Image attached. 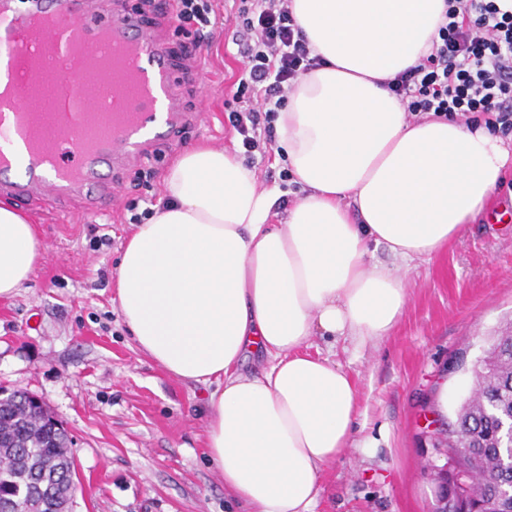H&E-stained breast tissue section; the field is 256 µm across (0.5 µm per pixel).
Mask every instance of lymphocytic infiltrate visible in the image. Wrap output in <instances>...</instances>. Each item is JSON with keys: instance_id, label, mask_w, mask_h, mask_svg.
<instances>
[{"instance_id": "f902f5d3", "label": "lymphocytic infiltrate", "mask_w": 512, "mask_h": 512, "mask_svg": "<svg viewBox=\"0 0 512 512\" xmlns=\"http://www.w3.org/2000/svg\"><path fill=\"white\" fill-rule=\"evenodd\" d=\"M499 0H446L447 8L430 53L394 76L388 88L408 114H434L474 122L512 135V11ZM213 0H176L172 19L192 32L194 46L211 39ZM233 42L245 66L228 106V122L246 156L272 133L279 109L299 77L320 66L295 23L291 0H239L231 16Z\"/></svg>"}]
</instances>
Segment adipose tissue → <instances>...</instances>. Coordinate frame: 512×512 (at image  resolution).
Segmentation results:
<instances>
[{"mask_svg": "<svg viewBox=\"0 0 512 512\" xmlns=\"http://www.w3.org/2000/svg\"><path fill=\"white\" fill-rule=\"evenodd\" d=\"M445 10V0H292L321 59L275 121L304 196L277 222L279 189H258L237 155L189 147L123 248V320L168 374L211 386L209 457L251 512H315L323 470L351 440L355 386L309 353L312 338L360 347L389 335L407 302L405 267L479 219L512 171V141L479 122H410L386 87L430 51ZM381 245L394 264L374 261ZM41 248L30 219L0 204V297L23 288ZM256 352L265 368L242 372Z\"/></svg>", "mask_w": 512, "mask_h": 512, "instance_id": "1", "label": "adipose tissue"}]
</instances>
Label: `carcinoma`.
Listing matches in <instances>:
<instances>
[{"label":"carcinoma","instance_id":"carcinoma-1","mask_svg":"<svg viewBox=\"0 0 512 512\" xmlns=\"http://www.w3.org/2000/svg\"><path fill=\"white\" fill-rule=\"evenodd\" d=\"M474 389L459 405L455 420L442 430L460 448L474 449L470 467L472 490L468 506L484 512L499 497L500 487L512 484V470L500 458V428L512 416V336L492 337L484 367L474 371ZM66 441L45 430V425L21 403L0 409V485L16 486L33 475H46L49 485L60 483L57 469H67Z\"/></svg>","mask_w":512,"mask_h":512}]
</instances>
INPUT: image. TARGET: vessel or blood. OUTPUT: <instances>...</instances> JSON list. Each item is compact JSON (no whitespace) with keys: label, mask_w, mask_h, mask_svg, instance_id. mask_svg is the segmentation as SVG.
<instances>
[{"label":"vessel or blood","mask_w":512,"mask_h":512,"mask_svg":"<svg viewBox=\"0 0 512 512\" xmlns=\"http://www.w3.org/2000/svg\"><path fill=\"white\" fill-rule=\"evenodd\" d=\"M29 12L55 18L52 37L28 40L23 22L5 20L0 22V52L14 57L24 51L36 57L54 87L47 97L38 86L21 81V93L0 110V138L21 142L32 172L30 180L13 191L22 197L78 196L92 207L114 190L113 183L101 179L100 167L118 170L139 161L149 148L156 113H163L168 128L181 124L170 61L157 36L127 14L97 16L84 9L81 0L65 11L58 9L56 0H30ZM77 48L89 57L108 49L116 58L136 49L144 63L138 72L139 89L115 95L109 71L87 82L72 65ZM44 153L53 156L61 178L50 180L38 173Z\"/></svg>","instance_id":"obj_1"}]
</instances>
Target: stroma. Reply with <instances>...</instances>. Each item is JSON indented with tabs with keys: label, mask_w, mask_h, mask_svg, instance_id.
Segmentation results:
<instances>
[{
	"label": "stroma",
	"mask_w": 512,
	"mask_h": 512,
	"mask_svg": "<svg viewBox=\"0 0 512 512\" xmlns=\"http://www.w3.org/2000/svg\"><path fill=\"white\" fill-rule=\"evenodd\" d=\"M172 2L155 0L149 13L143 0H86L91 8L144 15L177 54L187 38L169 21ZM230 12L229 0H216L213 38L197 67L172 62L188 122L161 132L150 156L120 177L102 167L103 179L118 181L114 196L95 211L79 198L16 202L43 250L24 287L0 298V390L27 392L62 421L80 475L72 512H249L225 491L207 456L210 387L169 377L136 346L113 289L133 230L128 205L162 196L163 176L184 148L241 150L224 122L243 68ZM249 165L259 187L279 188L286 205L304 195L297 183L268 178V170L286 166L277 151ZM507 209L512 175L484 219L431 261L410 266L405 310L388 336L360 348L312 339L311 351L334 353L358 392L352 443L327 466L316 512H433L426 465L435 453L424 424L440 400L453 410L470 395L485 336L512 319V222L495 218Z\"/></svg>",
	"instance_id": "stroma-1"
}]
</instances>
